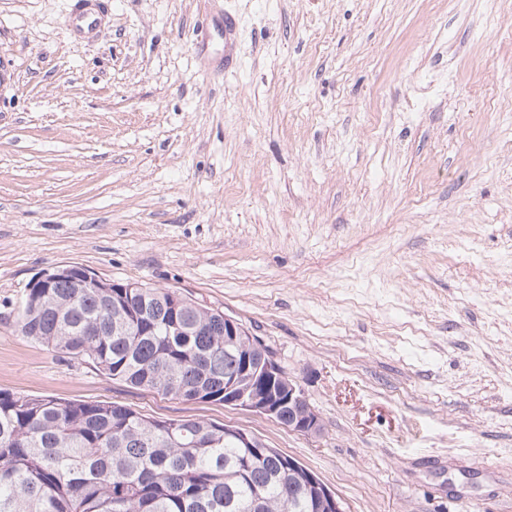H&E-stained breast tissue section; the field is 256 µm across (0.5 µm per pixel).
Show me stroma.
I'll return each instance as SVG.
<instances>
[{
  "label": "stroma",
  "mask_w": 512,
  "mask_h": 512,
  "mask_svg": "<svg viewBox=\"0 0 512 512\" xmlns=\"http://www.w3.org/2000/svg\"><path fill=\"white\" fill-rule=\"evenodd\" d=\"M74 2L0 0V390L251 430L347 512H512V0H109L91 41ZM58 265L239 320L322 432L22 336Z\"/></svg>",
  "instance_id": "35a3bbf8"
}]
</instances>
